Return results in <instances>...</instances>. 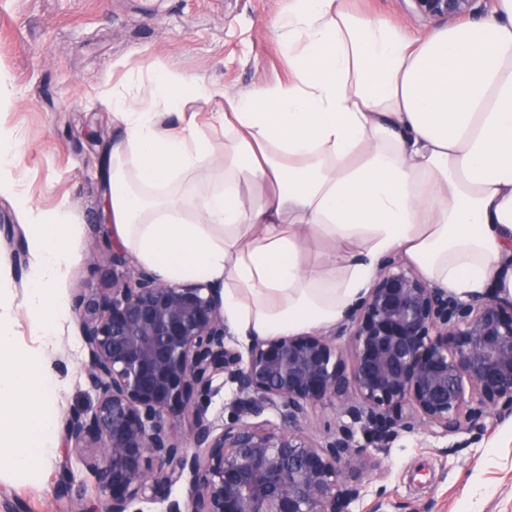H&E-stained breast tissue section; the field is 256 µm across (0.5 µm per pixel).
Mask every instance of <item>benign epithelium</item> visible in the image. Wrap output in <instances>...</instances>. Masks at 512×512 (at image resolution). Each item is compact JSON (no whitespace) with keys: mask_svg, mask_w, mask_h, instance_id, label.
I'll return each instance as SVG.
<instances>
[{"mask_svg":"<svg viewBox=\"0 0 512 512\" xmlns=\"http://www.w3.org/2000/svg\"><path fill=\"white\" fill-rule=\"evenodd\" d=\"M410 2L426 19L453 20L476 0ZM109 260L123 268L112 287L75 305L97 403L67 414L63 432L97 495L74 512H142L177 484L186 495L164 497V512H347L367 453L358 435L386 448L424 431L456 448L484 419L512 418L511 296L463 300L392 266L329 331L256 339L243 352L224 329L221 289L128 269L115 248ZM227 385L232 417L218 429L194 394ZM319 405L341 418L320 438Z\"/></svg>","mask_w":512,"mask_h":512,"instance_id":"7a95c632","label":"benign epithelium"}]
</instances>
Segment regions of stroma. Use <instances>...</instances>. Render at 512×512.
Wrapping results in <instances>:
<instances>
[{
	"label": "stroma",
	"mask_w": 512,
	"mask_h": 512,
	"mask_svg": "<svg viewBox=\"0 0 512 512\" xmlns=\"http://www.w3.org/2000/svg\"><path fill=\"white\" fill-rule=\"evenodd\" d=\"M367 11L412 34L437 23L415 14L409 0H359ZM288 0H0V128L14 137L9 168L20 194L43 211L67 204L74 216L73 261L60 289L67 302L110 287L112 268L92 263L107 241L102 162L116 138L112 114L94 95L134 91L155 67L222 84L234 98L288 78V61L272 39L271 20ZM0 214L16 227L13 245L0 239L8 264L13 330L35 349L40 333L22 305L31 256L30 230L13 198L0 195ZM86 350L69 319L51 355L58 379L57 417L86 411L96 396L84 382ZM512 420L460 435V447L422 433L388 448H369L356 466L359 497L348 512H512ZM66 486L36 477H0V512H69L95 497V480L80 463ZM481 495H474L473 486Z\"/></svg>",
	"instance_id": "stroma-1"
}]
</instances>
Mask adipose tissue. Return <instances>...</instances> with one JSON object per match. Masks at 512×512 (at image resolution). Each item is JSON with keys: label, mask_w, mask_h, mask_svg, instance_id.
Returning <instances> with one entry per match:
<instances>
[{"label": "adipose tissue", "mask_w": 512, "mask_h": 512, "mask_svg": "<svg viewBox=\"0 0 512 512\" xmlns=\"http://www.w3.org/2000/svg\"><path fill=\"white\" fill-rule=\"evenodd\" d=\"M270 30L287 82L230 99L162 69L99 93L123 127L115 239L168 283L221 287L243 343L332 326L395 252L460 298L512 296V0L423 37L289 0ZM187 100L223 105V151L180 120Z\"/></svg>", "instance_id": "obj_1"}]
</instances>
